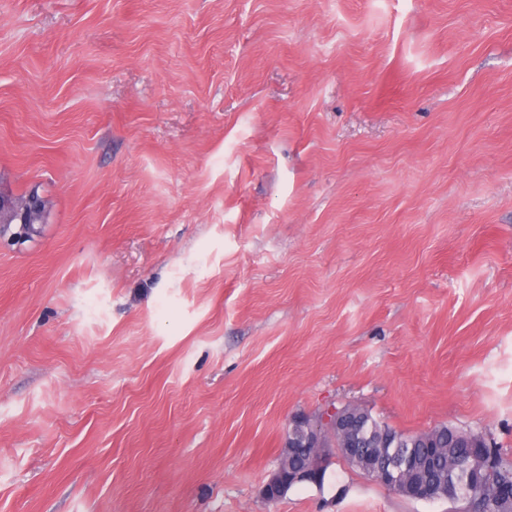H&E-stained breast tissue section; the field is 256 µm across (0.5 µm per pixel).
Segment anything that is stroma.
Masks as SVG:
<instances>
[{
  "label": "stroma",
  "instance_id": "stroma-1",
  "mask_svg": "<svg viewBox=\"0 0 512 512\" xmlns=\"http://www.w3.org/2000/svg\"><path fill=\"white\" fill-rule=\"evenodd\" d=\"M0 512H453L292 417L512 456V0H0ZM12 197L9 190L0 187V213L2 224H14L17 230L12 233L11 241L23 243L29 239L32 231V218L44 212V199L37 190L31 189L23 199ZM0 223V224H1ZM346 414L344 406L336 407L335 405H329L314 414L296 416L291 420V432H293L296 422L302 421L305 424L307 432L304 448L314 449V461L307 470L293 477L288 476V483L305 481L318 487L319 460L325 453H329L331 449L326 448L327 436L333 437L336 440L334 447L340 454H345L349 451V448H340L341 446L337 440L338 434L344 435V432L348 429L345 418ZM298 484L301 483L290 484L288 491Z\"/></svg>",
  "mask_w": 512,
  "mask_h": 512
}]
</instances>
